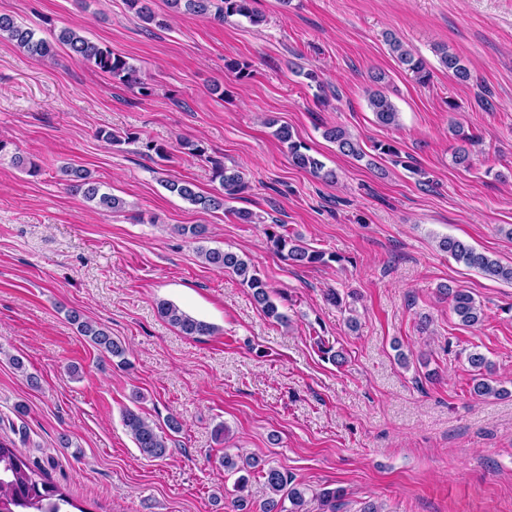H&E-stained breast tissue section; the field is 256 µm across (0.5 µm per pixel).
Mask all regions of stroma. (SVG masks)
Wrapping results in <instances>:
<instances>
[{"label": "stroma", "instance_id": "obj_1", "mask_svg": "<svg viewBox=\"0 0 512 512\" xmlns=\"http://www.w3.org/2000/svg\"><path fill=\"white\" fill-rule=\"evenodd\" d=\"M148 6L151 24L125 0H0V14L37 36L79 29L153 89L142 96L63 49L49 62L0 40V439L86 512H260L259 477L244 509L234 506L236 477L219 464L227 451L311 490L343 488L336 512H512V283L438 247L453 236L512 265V0H255L260 26L177 13L169 0ZM389 32L426 60L429 84L399 67ZM437 44L464 60L469 81L439 66ZM232 61L248 77L237 79ZM309 69L326 82L325 100ZM378 72L400 127L378 125L367 107ZM454 121L480 140L468 169L452 163ZM280 125L335 180L294 168ZM336 125L363 148L384 142L398 154L371 166L342 155L323 137ZM104 130L141 141L114 148ZM145 141L167 160L146 156ZM16 153L38 173L15 167ZM215 159L247 183L230 210H198L161 184L215 192ZM67 164L126 210L72 191ZM238 209L261 223H239ZM269 222L332 262L290 265L266 242ZM194 224L205 240L177 231ZM204 247L247 256L285 295L288 323L204 264ZM448 284L480 303V326L461 324L439 292ZM331 288L354 293L351 312L326 302ZM161 299L215 333L182 335L159 317ZM70 310L120 341L127 365L80 336ZM320 339L343 350V365L321 358ZM472 351L491 361L498 394L473 395ZM132 405L157 424L179 422L168 457L136 448L121 422Z\"/></svg>", "mask_w": 512, "mask_h": 512}]
</instances>
